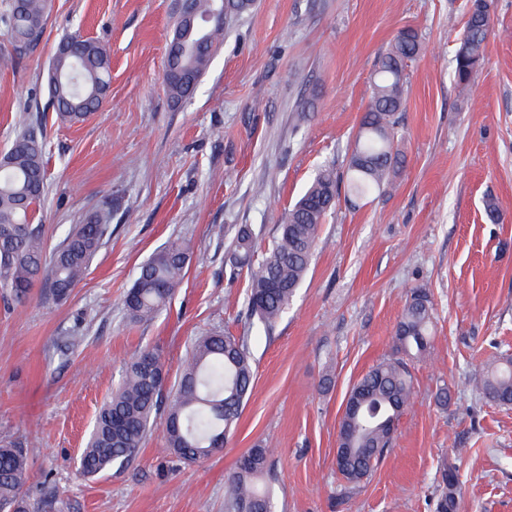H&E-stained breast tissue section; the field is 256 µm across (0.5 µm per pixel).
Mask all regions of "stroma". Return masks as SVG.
<instances>
[{"label": "stroma", "mask_w": 512, "mask_h": 512, "mask_svg": "<svg viewBox=\"0 0 512 512\" xmlns=\"http://www.w3.org/2000/svg\"><path fill=\"white\" fill-rule=\"evenodd\" d=\"M171 5L51 0L43 41L23 57L0 24V155L26 126L42 137L46 251L91 216L109 224L66 301L42 281L24 305L0 298V445L29 450L32 512H225V480L261 441L276 512H438L445 476L454 512H512V405L475 381L491 356L512 354V0H493L465 93L454 68L468 0H255L178 104L164 83ZM404 27L423 43L406 67L405 162L392 186L337 199L288 312L265 328L248 312L247 276L227 264L236 230L252 225L266 251L321 166L345 177L376 60ZM74 32L101 44L112 70L102 107L70 125L49 105L47 76L53 46ZM176 238L194 246L181 286L152 323L129 322L123 300L140 266ZM416 288L430 291L433 336L410 361L412 404L371 475L346 489L335 465L343 405L397 357ZM224 330L247 338L255 381L223 452L183 462L157 426L129 464L82 476L125 361L159 347L174 381L195 338Z\"/></svg>", "instance_id": "1"}]
</instances>
